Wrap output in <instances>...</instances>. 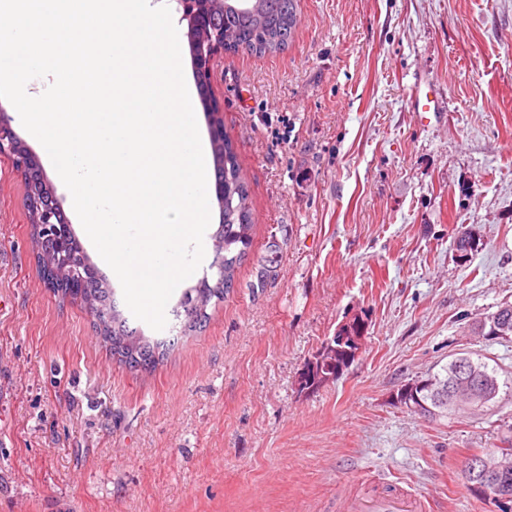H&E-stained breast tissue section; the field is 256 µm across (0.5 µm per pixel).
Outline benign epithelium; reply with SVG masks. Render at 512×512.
<instances>
[{"label": "benign epithelium", "instance_id": "obj_1", "mask_svg": "<svg viewBox=\"0 0 512 512\" xmlns=\"http://www.w3.org/2000/svg\"><path fill=\"white\" fill-rule=\"evenodd\" d=\"M224 7V0H185L182 18L189 30L193 73L197 85L205 90L211 82L214 58L224 51L222 34H212V7ZM12 159L26 184L25 207L36 224L32 241L36 257L48 262V270L63 275L59 289L64 298L80 297L86 286L87 275L94 273L85 252L71 249L74 238L71 225L60 201L49 184L39 159L23 143L11 127L7 108L0 102V156ZM88 310L100 326H112V301L92 305ZM512 473V449L500 448L487 456H478L471 462L472 476L488 482V490L499 492L500 480Z\"/></svg>", "mask_w": 512, "mask_h": 512}]
</instances>
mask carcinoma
<instances>
[{
    "instance_id": "carcinoma-1",
    "label": "carcinoma",
    "mask_w": 512,
    "mask_h": 512,
    "mask_svg": "<svg viewBox=\"0 0 512 512\" xmlns=\"http://www.w3.org/2000/svg\"><path fill=\"white\" fill-rule=\"evenodd\" d=\"M300 0H224V14L218 20L219 28L224 31V50H244L256 55H269L285 50L293 38L299 17ZM211 151L215 171V194L217 202L224 203L220 208L221 224L215 238L223 242V258L212 261L209 270L212 276H203L192 288L185 290L179 300L182 311L174 314L171 330L180 334L192 332L206 323L208 307L212 301H224L235 285V276L242 259L248 254L253 241L252 212L249 191L240 174L235 154L225 140H212ZM277 242L269 246V255L263 260L259 271L257 287H265L267 281L275 276ZM112 340V354H118L116 345L126 344V352L135 353L127 360L129 364L149 365L161 354L165 342L154 340L136 328L127 325L121 312L112 317V336L103 340ZM336 342L324 346L319 370L310 372L305 378L304 389L318 388L330 377L336 376ZM477 371L475 380L476 397L483 406L495 404L500 393L512 392V378L499 380L496 369L488 368L481 360H473L466 355ZM455 358L443 367V372L427 375L432 381L429 390L420 394L428 408L423 415L451 413L466 406V401L452 399V393L458 378Z\"/></svg>"
}]
</instances>
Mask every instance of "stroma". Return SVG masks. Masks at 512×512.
Wrapping results in <instances>:
<instances>
[{
	"label": "stroma",
	"instance_id": "1",
	"mask_svg": "<svg viewBox=\"0 0 512 512\" xmlns=\"http://www.w3.org/2000/svg\"><path fill=\"white\" fill-rule=\"evenodd\" d=\"M284 51L224 52L207 97L248 185L253 243L224 301L155 368L119 362L84 304L44 284L25 182L0 157V512H336L348 489L498 512L460 475L512 437V396L466 418L394 402L512 304V0H301ZM423 78L446 110L420 121ZM90 260L72 197L20 118ZM476 240L456 254L458 230ZM277 276L254 287L268 241ZM338 379L299 376L343 325Z\"/></svg>",
	"mask_w": 512,
	"mask_h": 512
}]
</instances>
